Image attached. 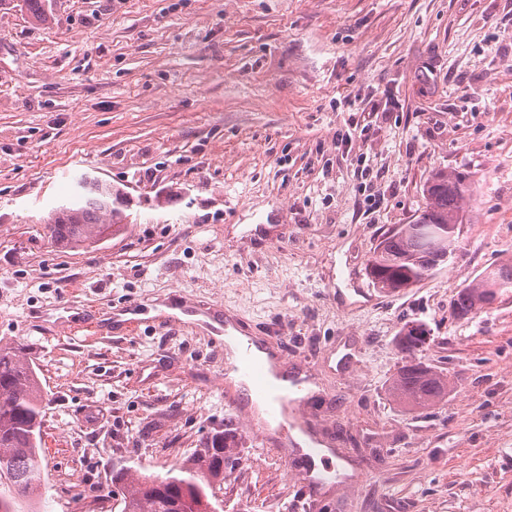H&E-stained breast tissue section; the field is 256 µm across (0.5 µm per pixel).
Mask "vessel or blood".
Instances as JSON below:
<instances>
[{
    "label": "vessel or blood",
    "instance_id": "b4317fda",
    "mask_svg": "<svg viewBox=\"0 0 512 512\" xmlns=\"http://www.w3.org/2000/svg\"><path fill=\"white\" fill-rule=\"evenodd\" d=\"M201 316L209 321L208 328L214 343L234 345L235 355L224 366L225 374L237 376L243 400L234 402L236 411H245V397L259 394L266 403V416L261 420H250L249 432L252 438L265 447L278 450H291L294 455V470L301 476L304 492L309 501L315 502L324 488L336 485L342 475L324 449L316 441L298 443L294 434L301 424L308 420L305 409L308 400V383L301 378L283 377L270 380L264 362L265 357H273L277 370L283 372L287 364L279 343L257 339L251 336L234 335L235 325L229 318L220 314L218 306L191 305L176 303L174 319H193Z\"/></svg>",
    "mask_w": 512,
    "mask_h": 512
}]
</instances>
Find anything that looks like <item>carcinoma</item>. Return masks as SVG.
I'll return each mask as SVG.
<instances>
[{"label": "carcinoma", "mask_w": 512, "mask_h": 512, "mask_svg": "<svg viewBox=\"0 0 512 512\" xmlns=\"http://www.w3.org/2000/svg\"><path fill=\"white\" fill-rule=\"evenodd\" d=\"M462 172L437 170L425 181V206L418 212V224H462L464 204L472 189L463 188ZM78 199L61 205L41 220L51 243L64 247L92 244L112 233V226L127 223L121 193L105 184L97 190L77 180ZM448 246L440 236L423 250L413 240V225L404 224L385 232L368 261V274L380 291L396 293L428 276L427 266ZM496 279L482 276L460 289L451 306V315L465 318L488 306L498 284L512 292V257L495 264ZM427 331L423 324L408 322L397 347L405 355L424 350ZM19 344L0 339V504L4 512H37L43 482L42 446L45 393L35 368L22 356ZM448 395V379L443 372L418 363L398 368L389 384V396L399 405L426 410ZM233 430L215 434L207 449L188 458L179 474L147 475L121 468L112 481L125 484L120 512H192L197 505H219L215 489L224 477L239 469Z\"/></svg>", "instance_id": "cac0c4a2"}]
</instances>
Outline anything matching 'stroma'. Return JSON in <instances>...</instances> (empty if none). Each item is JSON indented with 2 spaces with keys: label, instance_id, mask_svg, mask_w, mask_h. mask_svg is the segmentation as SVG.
<instances>
[{
  "label": "stroma",
  "instance_id": "obj_1",
  "mask_svg": "<svg viewBox=\"0 0 512 512\" xmlns=\"http://www.w3.org/2000/svg\"><path fill=\"white\" fill-rule=\"evenodd\" d=\"M0 0V338L36 367L42 512L115 502L120 467L166 473L233 428L227 505L251 512H512V297L458 290L512 256V0ZM369 175H362L364 163ZM437 169L473 196L459 254L397 294L364 270ZM87 174L131 221L80 249L41 224ZM363 273L360 284L348 268ZM365 295H358V288ZM223 306L312 374L308 411L349 483L321 507L224 399L223 347L164 323ZM147 307L129 334L114 308ZM448 377L391 401L403 325ZM496 279L488 280L482 277L481 273L477 279L464 288L460 289L451 306V315L456 319L465 318L474 312L484 309L491 302L497 284L510 285L509 293H499L501 300L505 295L512 292V257L507 256L494 266Z\"/></svg>",
  "mask_w": 512,
  "mask_h": 512
}]
</instances>
